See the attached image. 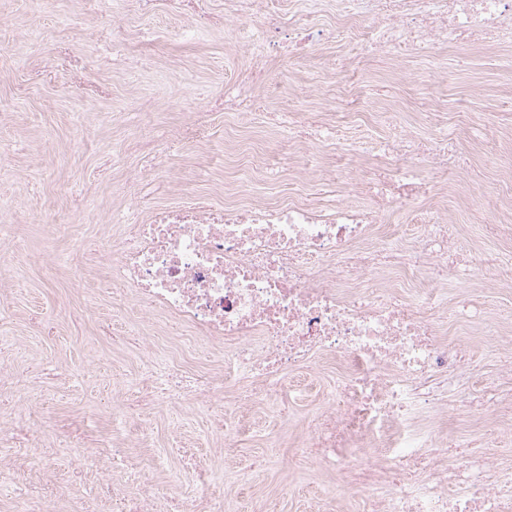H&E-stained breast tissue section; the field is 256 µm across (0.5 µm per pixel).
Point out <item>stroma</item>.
Here are the masks:
<instances>
[{"label":"stroma","instance_id":"1","mask_svg":"<svg viewBox=\"0 0 512 512\" xmlns=\"http://www.w3.org/2000/svg\"><path fill=\"white\" fill-rule=\"evenodd\" d=\"M212 20L202 35L183 31ZM244 56L224 33V0H190L174 14L141 0H0V333L12 341L0 359V402L36 401L51 424L32 436L33 457L20 470L21 484L42 486L64 467L55 448L81 445L111 473L119 454L138 464L141 477L162 486L152 461L171 450L170 463H195L223 473L211 488L229 512H354L349 493L333 473L291 456L307 436L309 420L324 408L333 381L316 364L287 374L283 408L238 409L235 451L222 454L215 416L197 411L195 399L140 414L126 428L112 426V411L140 379L145 343L169 348L172 334L142 308L120 304L112 290L116 272L112 237L146 220L158 206L199 199L224 201V80ZM377 111L417 115V136L448 139L464 172L448 180V211L461 246L477 245L512 267V241L491 239L502 197L501 174L512 168V51L480 41L428 57L413 52L394 60L358 61L328 49L294 73L287 60L273 64L279 97L257 92L254 133L264 141L262 162L277 164L274 113L344 112L334 90L365 85ZM310 170L303 183L256 181L254 198L284 194L323 196L313 172L317 152L295 157ZM448 296L471 295L494 312L512 310V284L476 276L444 282ZM469 346L477 364L448 396L457 415L434 418L421 409L416 431L444 445L471 441L487 446L494 469L512 470V422L475 415L466 403L480 400L497 370L482 337ZM256 472L249 490L236 473Z\"/></svg>","mask_w":512,"mask_h":512}]
</instances>
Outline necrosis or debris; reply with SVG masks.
I'll use <instances>...</instances> for the list:
<instances>
[{
	"mask_svg": "<svg viewBox=\"0 0 512 512\" xmlns=\"http://www.w3.org/2000/svg\"><path fill=\"white\" fill-rule=\"evenodd\" d=\"M325 1L337 36L365 53L440 51L474 35L512 40V0H302L294 20L280 0H224L225 19L252 17L258 26L244 41L247 61L224 86V108L240 124L254 122L256 87L278 91L268 62L280 43L296 63L319 55L322 36L303 18ZM413 143V130L402 127L378 144L376 169L344 172L342 189L320 200L266 203L243 194L221 206L152 209L116 240L121 292L190 329L226 378H250L234 407L276 408L287 373L315 358L334 364L336 386L304 446L318 468L340 476L362 512H512V477L484 484L486 461L471 445L446 450L409 427L420 402L446 415L448 380L468 371L434 313L437 281L467 278L475 256L453 253L444 216L429 204L437 184L419 175L427 163L447 171V152L435 147L424 161ZM394 213L412 216L417 233L379 239V224ZM427 266L434 285H395L399 272ZM452 314L460 325L484 324L511 377L512 328L473 298H456ZM144 366L148 385L123 403L116 426L174 397L173 356H146ZM165 479L166 492L131 499L125 512H224L223 500L201 497L217 481L213 470L197 478L169 470Z\"/></svg>",
	"mask_w": 512,
	"mask_h": 512,
	"instance_id": "obj_1",
	"label": "necrosis or debris"
}]
</instances>
